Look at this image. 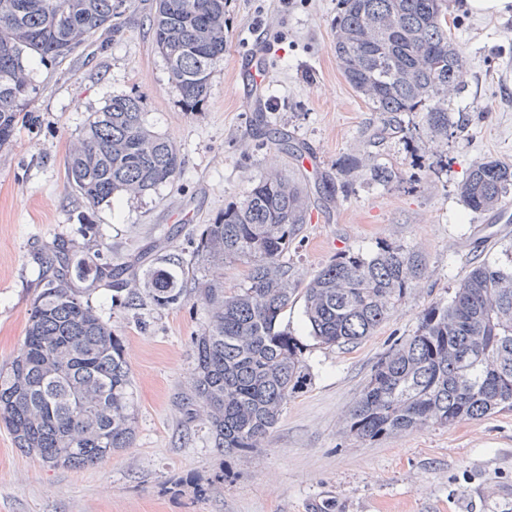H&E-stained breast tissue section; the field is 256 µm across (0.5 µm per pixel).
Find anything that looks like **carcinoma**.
Instances as JSON below:
<instances>
[{
    "mask_svg": "<svg viewBox=\"0 0 512 512\" xmlns=\"http://www.w3.org/2000/svg\"><path fill=\"white\" fill-rule=\"evenodd\" d=\"M128 0H0V148L14 139L20 111L35 91L27 60H63L113 29ZM226 0H155L152 40L184 109L200 112L224 60ZM334 52L346 82L402 130L417 112L431 140L448 145L456 128L448 98L462 89L466 58L448 28L447 0H337ZM177 147L145 122L137 95L116 96L94 112L67 159L68 186L96 209L171 182ZM379 183L402 172L348 157ZM331 196L329 178L313 185L266 172L248 194L200 229L191 258L154 245L114 265L97 240L84 256L56 243L35 257L44 269L23 346L0 369V424L18 448L51 467L80 468L132 445L134 384L123 340L85 299L93 285L126 292L158 308L192 301L207 320L194 337L188 387L179 397L187 420L205 421L224 452L259 447L288 400L307 386L296 338L280 327L301 298L311 335L328 346L360 343L388 320L423 271L421 259L386 243L370 256L344 253L304 287L283 256L306 223L311 202ZM470 210H493L512 196V162L482 158L461 185ZM248 264L246 283L224 288V262ZM85 283L79 288L75 282ZM512 411V264H472L447 304L425 309L413 335L376 362L346 419L359 441L481 420Z\"/></svg>",
    "mask_w": 512,
    "mask_h": 512,
    "instance_id": "carcinoma-1",
    "label": "carcinoma"
}]
</instances>
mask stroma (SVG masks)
<instances>
[{
  "mask_svg": "<svg viewBox=\"0 0 512 512\" xmlns=\"http://www.w3.org/2000/svg\"><path fill=\"white\" fill-rule=\"evenodd\" d=\"M155 0H129L107 45L92 39L58 63L31 58L34 101L0 149V366L20 351L42 288L38 249L59 238L82 253L96 237L120 263L151 245L190 255L201 225L241 200L266 170L313 181L347 157L369 155L405 180L385 187L365 168L340 174L336 200L311 207L284 256L298 285L345 252L393 243L426 268L407 298L354 347L310 334L302 301L281 325L296 338L310 381L288 402L267 445L224 453L202 421L185 422L177 396L202 330L201 307H124L99 287L90 305L121 336L138 408L130 448L80 469L53 468L0 427V512H512V412L433 425L361 443L345 419L381 355L413 335L419 316L451 300L470 265L512 262V223L471 213L460 186L471 164L512 160V11L477 15L448 0V24L467 58L464 87L448 101L459 129L447 148L415 132L380 136V119L336 63V0H227L224 62L203 111L184 110L152 43ZM264 27L279 42L264 66V97L237 61ZM142 96L146 120L179 149L174 181L137 199L85 207L66 181L67 157L90 113L112 97ZM316 148L320 170L279 151L271 135ZM447 153V165L437 161Z\"/></svg>",
  "mask_w": 512,
  "mask_h": 512,
  "instance_id": "35a3bbf8",
  "label": "stroma"
}]
</instances>
